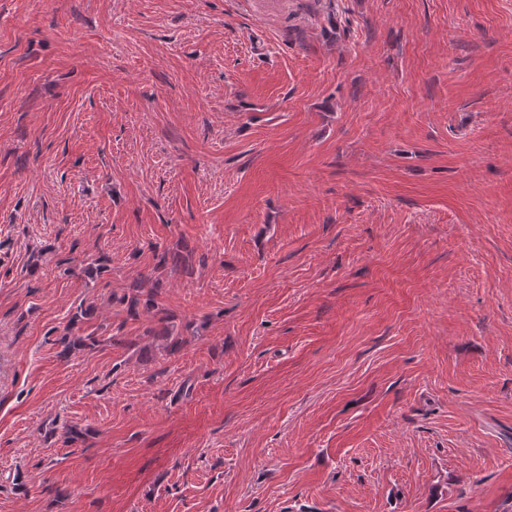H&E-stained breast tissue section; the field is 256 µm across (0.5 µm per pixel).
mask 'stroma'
Returning <instances> with one entry per match:
<instances>
[{
    "label": "stroma",
    "mask_w": 512,
    "mask_h": 512,
    "mask_svg": "<svg viewBox=\"0 0 512 512\" xmlns=\"http://www.w3.org/2000/svg\"><path fill=\"white\" fill-rule=\"evenodd\" d=\"M0 512H512V0H0Z\"/></svg>",
    "instance_id": "obj_1"
}]
</instances>
